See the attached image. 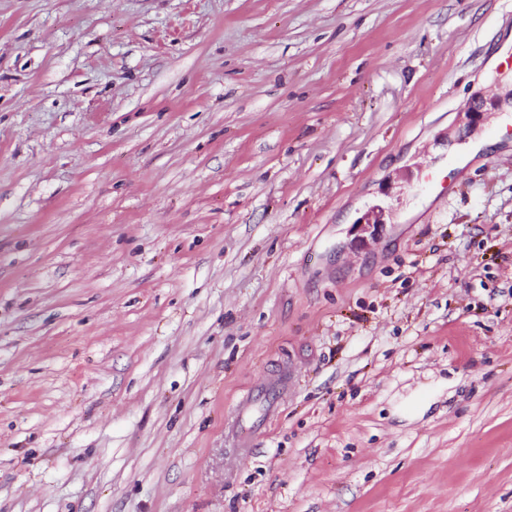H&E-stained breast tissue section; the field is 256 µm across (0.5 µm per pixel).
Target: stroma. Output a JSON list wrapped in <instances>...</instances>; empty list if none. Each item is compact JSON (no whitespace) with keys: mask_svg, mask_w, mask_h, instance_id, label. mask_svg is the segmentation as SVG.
Returning <instances> with one entry per match:
<instances>
[{"mask_svg":"<svg viewBox=\"0 0 512 512\" xmlns=\"http://www.w3.org/2000/svg\"><path fill=\"white\" fill-rule=\"evenodd\" d=\"M511 34L0 0V512H512Z\"/></svg>","mask_w":512,"mask_h":512,"instance_id":"stroma-1","label":"stroma"}]
</instances>
